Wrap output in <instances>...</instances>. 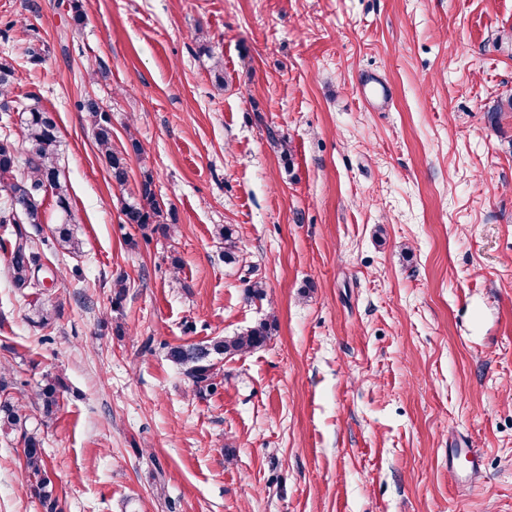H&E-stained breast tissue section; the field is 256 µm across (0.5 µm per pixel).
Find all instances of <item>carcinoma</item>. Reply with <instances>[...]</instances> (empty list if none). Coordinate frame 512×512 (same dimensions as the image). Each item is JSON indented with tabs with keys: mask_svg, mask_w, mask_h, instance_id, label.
Instances as JSON below:
<instances>
[{
	"mask_svg": "<svg viewBox=\"0 0 512 512\" xmlns=\"http://www.w3.org/2000/svg\"><path fill=\"white\" fill-rule=\"evenodd\" d=\"M14 67L6 60L0 61V109L7 108L14 83ZM80 111L88 114L92 135L98 151L109 170L112 183L123 187L129 180L128 158L134 153L142 164L138 195L123 207L124 223L140 226L153 225V231L168 236L175 228L172 213L163 208L155 193L154 174L142 157L137 139L128 137L129 145L118 149L112 143V122L107 111L95 99L87 97L77 103ZM23 151H18L9 138L0 140V190L8 197H27L34 208L40 206V194L49 191L63 213L62 222L52 230L53 240L61 247L75 250L79 242L74 236L69 188L61 178L58 166L60 140L58 129L50 113L40 108L21 112ZM24 218L15 211L13 202L0 207V227L17 225L9 240L8 275L13 287L22 292L34 290L42 284L40 272L44 271L35 242L19 225ZM224 238V261H236L233 229L224 225L217 230ZM33 311L39 322L47 326L56 316V308L37 300ZM272 325L261 323L236 336L215 338L207 343L169 345L167 357L179 366L185 376L200 392L214 393L221 386L218 361L258 349L266 345ZM66 389L59 375H46L36 392V415L26 413L25 405L11 395L9 383L0 378V435H19L23 443V465L31 486L47 512H56L57 496L50 477L49 464L42 448L40 427L52 421L59 409L60 398Z\"/></svg>",
	"mask_w": 512,
	"mask_h": 512,
	"instance_id": "obj_1",
	"label": "carcinoma"
}]
</instances>
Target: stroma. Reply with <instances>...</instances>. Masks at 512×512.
<instances>
[{"label": "stroma", "instance_id": "obj_1", "mask_svg": "<svg viewBox=\"0 0 512 512\" xmlns=\"http://www.w3.org/2000/svg\"><path fill=\"white\" fill-rule=\"evenodd\" d=\"M83 2L78 25L72 0H0L11 97L56 119L81 242L50 244L45 194L26 230L58 273L46 327L0 247L11 391L66 383L42 432L57 512H512V112L488 118L512 96V0ZM88 95L115 147L141 144L124 188ZM144 161L172 237L123 221ZM269 318L218 393L166 358ZM452 448L477 449L471 482ZM0 512H45L13 436ZM361 95L364 102L374 109L383 108L390 99L388 87L372 78L363 81ZM80 111L86 112L90 119L92 135L98 151L109 170L112 183L124 187L129 180L128 158L132 151L138 160L143 159L139 142L129 134V145L118 149L112 143V122L107 111L92 97L77 103Z\"/></svg>", "mask_w": 512, "mask_h": 512}]
</instances>
